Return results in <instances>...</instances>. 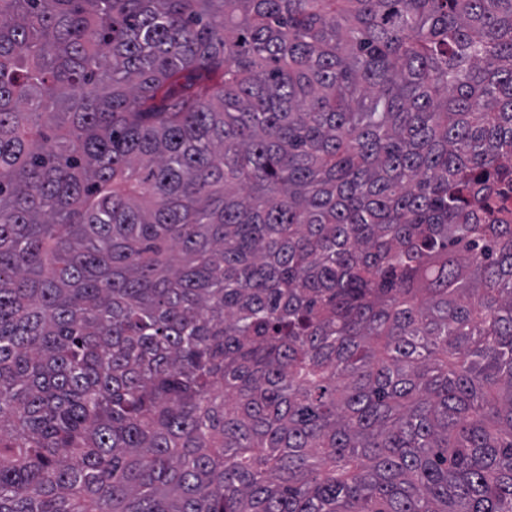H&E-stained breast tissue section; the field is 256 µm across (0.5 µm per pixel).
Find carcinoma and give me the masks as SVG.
Wrapping results in <instances>:
<instances>
[{"mask_svg": "<svg viewBox=\"0 0 512 512\" xmlns=\"http://www.w3.org/2000/svg\"><path fill=\"white\" fill-rule=\"evenodd\" d=\"M512 0H0V512H512Z\"/></svg>", "mask_w": 512, "mask_h": 512, "instance_id": "carcinoma-1", "label": "carcinoma"}]
</instances>
